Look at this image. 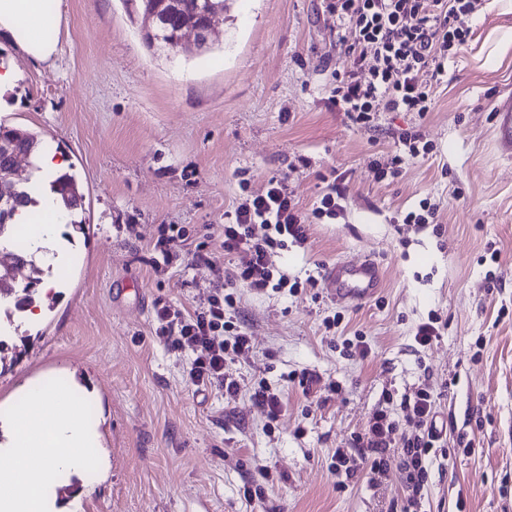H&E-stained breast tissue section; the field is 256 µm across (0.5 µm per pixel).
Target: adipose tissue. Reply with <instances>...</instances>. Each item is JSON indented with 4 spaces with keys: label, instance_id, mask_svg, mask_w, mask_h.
Masks as SVG:
<instances>
[{
    "label": "adipose tissue",
    "instance_id": "obj_1",
    "mask_svg": "<svg viewBox=\"0 0 512 512\" xmlns=\"http://www.w3.org/2000/svg\"><path fill=\"white\" fill-rule=\"evenodd\" d=\"M47 0H0V35L7 37L14 47L29 58L46 62L57 53L56 40L47 38V27L58 24V17L49 15ZM35 164L39 177L31 181L30 189L38 199L39 210L46 216V223L36 225L28 238L32 252L38 253L56 238L64 218L59 199L50 192V180L62 172L66 162L58 154L43 150L36 154Z\"/></svg>",
    "mask_w": 512,
    "mask_h": 512
}]
</instances>
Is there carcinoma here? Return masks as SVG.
I'll return each mask as SVG.
<instances>
[{
	"label": "carcinoma",
	"instance_id": "obj_1",
	"mask_svg": "<svg viewBox=\"0 0 512 512\" xmlns=\"http://www.w3.org/2000/svg\"><path fill=\"white\" fill-rule=\"evenodd\" d=\"M222 12L224 0H182L176 17L161 20L157 30L160 39L155 41L147 35L145 41L150 47L160 45L188 53L190 49L180 43L183 28L199 26L207 21L210 15ZM41 148L42 141L36 133L0 125V216H7L5 222H0V236L12 227L15 217L37 206V201L28 190L13 178V156L17 153L30 156ZM51 189L73 216L70 220L71 226L83 229V222L76 219V216L84 211V195L75 176L68 171L60 174L51 182ZM14 259V274L28 271L27 283L21 289V293L16 295L12 294V289L0 287V295H13L14 307L21 310L34 302L35 286L41 282L43 270L36 264L32 253L16 254Z\"/></svg>",
	"mask_w": 512,
	"mask_h": 512
}]
</instances>
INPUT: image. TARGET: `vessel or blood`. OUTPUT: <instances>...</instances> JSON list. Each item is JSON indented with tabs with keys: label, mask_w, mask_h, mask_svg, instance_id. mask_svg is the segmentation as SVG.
I'll use <instances>...</instances> for the list:
<instances>
[{
	"label": "vessel or blood",
	"mask_w": 512,
	"mask_h": 512,
	"mask_svg": "<svg viewBox=\"0 0 512 512\" xmlns=\"http://www.w3.org/2000/svg\"><path fill=\"white\" fill-rule=\"evenodd\" d=\"M496 142L506 157H512V91H501L492 103ZM323 286L328 297L339 304L359 305L378 293L382 270L371 259L357 263L337 261L322 270Z\"/></svg>",
	"instance_id": "obj_1"
}]
</instances>
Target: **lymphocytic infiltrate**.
Returning <instances> with one entry per match:
<instances>
[{
    "label": "lymphocytic infiltrate",
    "mask_w": 512,
    "mask_h": 512,
    "mask_svg": "<svg viewBox=\"0 0 512 512\" xmlns=\"http://www.w3.org/2000/svg\"><path fill=\"white\" fill-rule=\"evenodd\" d=\"M483 0H327L326 9L339 25H350L353 41L337 39L351 64L339 73L331 90V108L355 125H369L382 112H430L431 85L424 73L439 79L448 57L468 34L466 21L477 14ZM224 252L234 259L226 292L213 296L207 307L186 315L164 305L156 308L155 335L171 350L190 351L188 373L196 388L216 389L236 397L240 381L225 366L252 348L251 333L235 316V290L245 287L258 294L279 292L287 284L275 256L289 240L305 235V216L291 192L276 179L251 194L226 216ZM263 225L264 236L255 237L254 225ZM437 396L419 389L403 405L412 431L401 430L390 411L378 410L366 433L353 437L351 449H337V468L346 476L366 469L382 476L391 455H401L405 466L404 497L400 512H418L428 477V461L439 448L441 430L435 411Z\"/></svg>",
    "instance_id": "f902f5d3"
}]
</instances>
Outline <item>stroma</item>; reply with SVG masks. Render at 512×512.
<instances>
[{"instance_id": "1", "label": "stroma", "mask_w": 512, "mask_h": 512, "mask_svg": "<svg viewBox=\"0 0 512 512\" xmlns=\"http://www.w3.org/2000/svg\"><path fill=\"white\" fill-rule=\"evenodd\" d=\"M58 53L34 61L0 36L15 68L0 90V124L40 135L63 154L85 197L84 233L56 239L58 282L40 321L0 315V411L16 390L55 370L91 392L102 472L68 473L48 512H397L401 456L381 482L335 469L381 405L439 393L443 453L432 456L421 512H512V161L494 143L492 101L512 88V0H485L434 88L430 112H383L355 126L328 105L348 65L323 0H226L209 51L148 47L130 0H61ZM429 154L379 177L408 130ZM277 178L307 220L304 243L276 264L297 292L238 288L236 315L252 332L228 364L234 399L186 379L192 355L154 333V309L207 307L232 269L224 214ZM335 184L336 219L314 208ZM433 223H405L421 200ZM187 230L184 253L156 264L163 225ZM201 252L198 262L188 256ZM376 260L384 280L368 304L332 302L309 287L342 259ZM340 315L336 329L323 321ZM436 319L428 347L418 326ZM362 337L364 348L353 345ZM339 383L326 402L288 376ZM265 379L284 407L274 432L249 387ZM270 469L262 499L243 486Z\"/></svg>"}]
</instances>
